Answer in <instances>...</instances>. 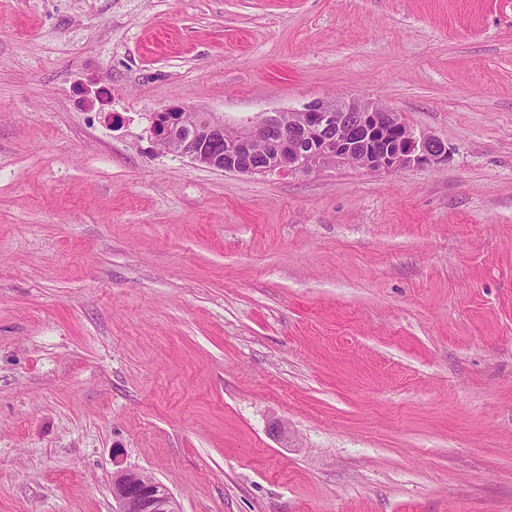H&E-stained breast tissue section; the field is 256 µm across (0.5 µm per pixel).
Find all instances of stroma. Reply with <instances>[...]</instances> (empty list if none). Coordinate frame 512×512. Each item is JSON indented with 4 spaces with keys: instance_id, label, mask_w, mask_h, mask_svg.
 Returning <instances> with one entry per match:
<instances>
[{
    "instance_id": "35a3bbf8",
    "label": "stroma",
    "mask_w": 512,
    "mask_h": 512,
    "mask_svg": "<svg viewBox=\"0 0 512 512\" xmlns=\"http://www.w3.org/2000/svg\"><path fill=\"white\" fill-rule=\"evenodd\" d=\"M353 98L447 162L149 132ZM121 469L180 512H512V0H0V512H113Z\"/></svg>"
}]
</instances>
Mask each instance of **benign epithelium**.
Listing matches in <instances>:
<instances>
[{
	"label": "benign epithelium",
	"mask_w": 512,
	"mask_h": 512,
	"mask_svg": "<svg viewBox=\"0 0 512 512\" xmlns=\"http://www.w3.org/2000/svg\"><path fill=\"white\" fill-rule=\"evenodd\" d=\"M149 131L159 145L174 143L175 154L225 173L309 174L354 166L390 174L448 161L443 141L418 136L399 113L356 99L312 101L237 124L213 115L194 120L190 109L167 106L152 115ZM111 492L115 512H179L166 486L134 471H117Z\"/></svg>",
	"instance_id": "1"
}]
</instances>
